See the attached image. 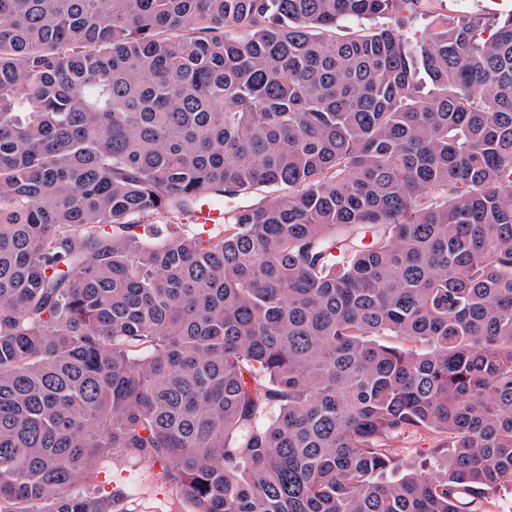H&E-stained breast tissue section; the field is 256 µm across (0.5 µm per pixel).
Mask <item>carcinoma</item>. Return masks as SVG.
<instances>
[{
    "instance_id": "1",
    "label": "carcinoma",
    "mask_w": 512,
    "mask_h": 512,
    "mask_svg": "<svg viewBox=\"0 0 512 512\" xmlns=\"http://www.w3.org/2000/svg\"><path fill=\"white\" fill-rule=\"evenodd\" d=\"M421 3L0 0V512H118L119 457L190 512L512 491V11ZM455 0H425L422 2L421 10L424 15L419 16L413 23V29L417 31V35L421 36L427 33L428 18L432 11L448 14V16L455 15ZM193 224H203V230L210 231L214 224L224 223V205H216L208 196L202 197L190 216ZM435 440L415 433H404L395 439L400 449L402 468L399 472L414 470L427 458V448L434 447Z\"/></svg>"
}]
</instances>
